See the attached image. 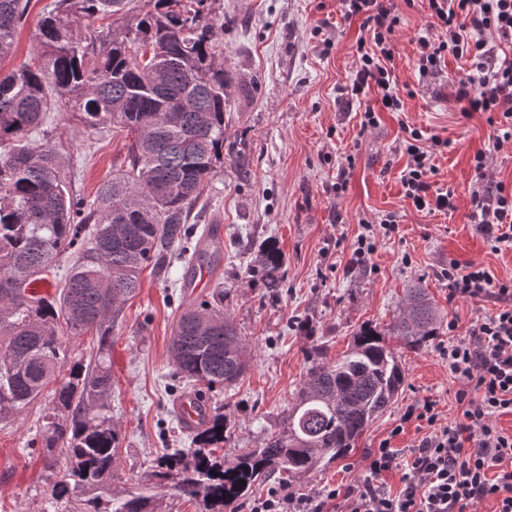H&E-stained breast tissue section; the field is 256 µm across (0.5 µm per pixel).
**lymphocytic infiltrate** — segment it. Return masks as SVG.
Returning <instances> with one entry per match:
<instances>
[{
  "label": "lymphocytic infiltrate",
  "mask_w": 512,
  "mask_h": 512,
  "mask_svg": "<svg viewBox=\"0 0 512 512\" xmlns=\"http://www.w3.org/2000/svg\"><path fill=\"white\" fill-rule=\"evenodd\" d=\"M427 34L416 40L420 75L437 72L446 57L469 60L455 84L463 116L494 114V144L512 140V0H425ZM345 19L361 21L364 34L355 45L358 67L346 89L359 99L377 91L383 107L401 111L403 101L393 66L394 35L400 24L392 0H339ZM408 156L400 181L416 210L453 211L455 191L435 186L433 155L441 141L404 126ZM486 151L473 156L475 184L469 219L493 250L512 246V189L486 178ZM450 298L499 300L491 315L469 326L448 323V343L438 350L457 381L459 421L443 420L436 400L408 405L393 428L407 423L420 433L407 452L382 441L367 458L360 484L302 493L275 487L255 499L248 512H479L494 501V512H512V433L497 425L512 414V280H496L483 266L449 262L443 271ZM399 472L401 488L392 491L384 477Z\"/></svg>",
  "instance_id": "lymphocytic-infiltrate-1"
}]
</instances>
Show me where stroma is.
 Returning a JSON list of instances; mask_svg holds the SVG:
<instances>
[{
  "instance_id": "obj_1",
  "label": "stroma",
  "mask_w": 512,
  "mask_h": 512,
  "mask_svg": "<svg viewBox=\"0 0 512 512\" xmlns=\"http://www.w3.org/2000/svg\"><path fill=\"white\" fill-rule=\"evenodd\" d=\"M52 0H31L16 36L9 70L28 60L38 42V22ZM401 22L395 32V72L406 87L404 109L379 110L371 93L350 102L343 88L356 69L352 46L362 34L359 19H344L336 0H218L225 27L224 66L232 87L224 114V165L191 213L198 231L221 226L218 261L199 258L211 271L210 291H223L224 314L245 339L251 362L233 386L210 392L211 411L224 413L232 436L217 456L233 461L267 435L281 430L317 354L341 357L366 322L388 324L411 285L425 288L443 321L467 326L495 312L494 298L449 300L442 268L473 261L496 279H512V248L492 250L469 220L475 183L472 158L490 149L487 174L512 185V141L492 149L486 114L463 117L454 84L468 69L447 58L435 76L420 77L416 37L427 26L422 0H395ZM378 122L365 128L366 108ZM446 140L433 163L438 185L455 191L454 211L420 212L404 198L400 174L402 124ZM47 128L65 159L77 197L94 200L122 165L128 137L118 127L89 130L76 113L53 112ZM347 169L343 192L334 185ZM396 214L398 233L377 235L375 249L359 266L351 262L363 225ZM275 241L283 255L282 283L266 288L250 273L258 246ZM188 261L172 255L165 272L144 269L137 294L127 301L112 332V419L121 434L115 483L137 491L148 484L156 459L170 448H188L173 412L179 393L189 391L175 373L170 352L178 320L197 302L185 284ZM447 334L411 349L397 339L405 383L397 399L359 440L349 457L298 478L308 491L352 486L365 476L364 456L390 439L410 447L415 424L392 435L406 406L425 398L438 403L445 420L459 417L458 385L438 356ZM46 399L0 422V512H46L37 444Z\"/></svg>"
}]
</instances>
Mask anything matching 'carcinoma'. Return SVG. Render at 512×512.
<instances>
[{"mask_svg":"<svg viewBox=\"0 0 512 512\" xmlns=\"http://www.w3.org/2000/svg\"><path fill=\"white\" fill-rule=\"evenodd\" d=\"M31 0H0V60ZM53 0L43 14L38 62L0 74V420L50 391L41 435L50 503L66 508L80 490L84 512H158L153 489L166 486L203 512H231L276 474L306 475L344 458L393 403L405 375L387 345L410 348L439 335L425 292L406 289L407 309L387 327L361 326L345 354L308 368L284 428L230 463L211 446L230 431L208 418L194 447L161 455L153 482L112 489L121 436L112 424V329L148 266L163 270L174 247L196 233L190 213L224 159L230 87L213 16L217 0ZM118 15L97 27L95 20ZM50 112H77L93 130L117 123L131 135L126 168L99 189L90 208L73 197L64 164L45 129ZM52 296L29 285L57 277ZM258 272L276 288L284 263L275 244L258 250ZM224 294L181 316L172 338L176 374L208 388L237 382L250 357L224 317ZM96 332L88 361L71 357L59 328Z\"/></svg>","mask_w":512,"mask_h":512,"instance_id":"carcinoma-1","label":"carcinoma"}]
</instances>
